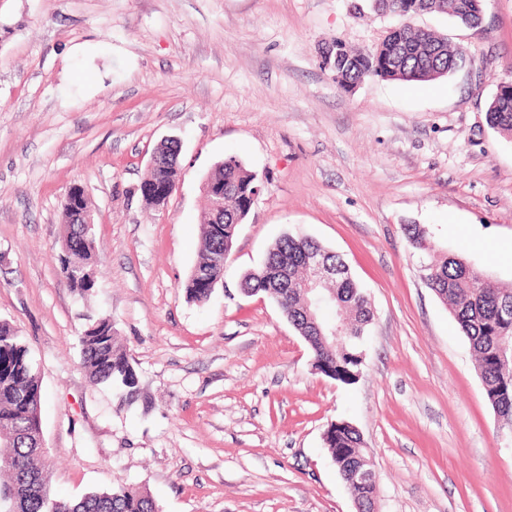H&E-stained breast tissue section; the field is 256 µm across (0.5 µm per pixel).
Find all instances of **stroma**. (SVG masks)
<instances>
[{"mask_svg": "<svg viewBox=\"0 0 512 512\" xmlns=\"http://www.w3.org/2000/svg\"><path fill=\"white\" fill-rule=\"evenodd\" d=\"M370 0H0V320L24 336L62 498L121 485L161 512H356L323 442L360 432L376 512H512V446L448 308L402 227L426 226L512 284V138L485 120L512 74V0L480 27L425 14L473 64L424 84L352 90L325 42L374 47L397 25ZM179 138V180L152 208L140 185ZM262 181L224 279L182 288L202 248V180L228 156ZM94 210L96 285L61 279L67 192ZM302 232L339 254L374 317L358 381L313 366L305 340L240 278ZM109 317L137 371L119 405L79 337Z\"/></svg>", "mask_w": 512, "mask_h": 512, "instance_id": "35a3bbf8", "label": "stroma"}]
</instances>
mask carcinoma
<instances>
[{
    "label": "carcinoma",
    "instance_id": "cac0c4a2",
    "mask_svg": "<svg viewBox=\"0 0 512 512\" xmlns=\"http://www.w3.org/2000/svg\"><path fill=\"white\" fill-rule=\"evenodd\" d=\"M429 3L433 14H446L470 28L481 25L482 0ZM407 5L408 0H373L376 11L400 18L406 17ZM454 61L472 64L462 48L444 36L408 25L369 51L347 48L345 56L339 58L352 80L380 78L413 84L447 76L454 72ZM486 121L497 132L512 135V87L504 88L490 101ZM156 153L163 158V164L148 172L145 184L174 183L179 177L178 141H163ZM206 181L224 188V199L220 202L206 194L208 211L200 226L202 255L183 283L187 298L198 303L207 301L212 291L199 287L197 277L203 276L214 285L222 281L224 263L220 258L232 247L236 225L244 223L252 208L253 188L261 184L257 173L235 157L221 162ZM62 223L66 236L60 274L67 284L69 269L94 267L96 240L89 233L81 235L80 213L72 210L68 202ZM403 230L414 250L433 251L427 228L406 224ZM312 252L343 265L340 255L314 239L285 234L269 247L259 269L243 275L241 290L270 296L309 344L315 368L331 379L353 384L361 367L362 337L373 312L364 289L347 270L337 283L323 290L327 301L314 310V317L306 316L302 283L308 276L305 258ZM427 266L435 271L427 286L448 304L476 357L486 397L502 428L512 435V289L491 281L483 269L458 255L450 254ZM328 306L346 313L342 324L353 338L343 344H335L325 335L331 322L323 317L322 310ZM112 328L111 319L105 316L88 324L79 337L81 354L92 379L112 386L119 403L129 405L138 392V376L127 353L116 344ZM41 398L40 377L28 344L10 322L0 320V442L5 445L0 450V472L8 476V481L0 483V512H6L13 501L19 512H160L146 491L133 486L95 490L75 499L55 498L51 493L52 469L32 424ZM324 444L351 495L361 501L363 512H372L373 497L352 477L353 462L366 457L361 435L351 423L341 421L327 428Z\"/></svg>",
    "mask_w": 512,
    "mask_h": 512
}]
</instances>
